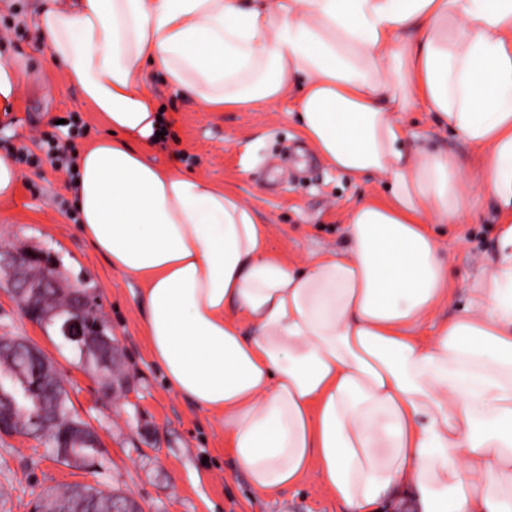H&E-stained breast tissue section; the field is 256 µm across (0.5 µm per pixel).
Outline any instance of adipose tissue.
Segmentation results:
<instances>
[{
	"label": "adipose tissue",
	"mask_w": 512,
	"mask_h": 512,
	"mask_svg": "<svg viewBox=\"0 0 512 512\" xmlns=\"http://www.w3.org/2000/svg\"><path fill=\"white\" fill-rule=\"evenodd\" d=\"M39 34L112 131L81 154L80 233L138 279L168 387L224 433L252 491L318 475L345 512L406 493L418 512H512V0H47ZM207 110L295 96L334 168L384 180L348 247L289 265L229 188L145 156L149 78ZM424 104L480 152L410 145L393 109ZM502 226L466 305L424 226L472 191Z\"/></svg>",
	"instance_id": "1"
}]
</instances>
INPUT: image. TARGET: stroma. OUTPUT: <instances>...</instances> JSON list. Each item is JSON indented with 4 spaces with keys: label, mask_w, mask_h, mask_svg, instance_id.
Returning <instances> with one entry per match:
<instances>
[{
    "label": "stroma",
    "mask_w": 512,
    "mask_h": 512,
    "mask_svg": "<svg viewBox=\"0 0 512 512\" xmlns=\"http://www.w3.org/2000/svg\"><path fill=\"white\" fill-rule=\"evenodd\" d=\"M42 0H0V63L21 71V86L9 113L0 112V155L53 131L57 120L76 114L87 125L78 138L85 150L110 129L62 68L53 64L36 26ZM156 101L169 124L166 143L153 144L147 158L157 165L234 188L269 225L273 248L296 264L320 251L343 249L348 211L382 191L378 177H350L330 166L303 140L291 119L294 100L249 110L208 111L154 74ZM395 120L408 140L457 155L471 169L476 151L442 130L417 107ZM13 197L0 201V254L51 253L66 288L91 296L111 336L122 385L83 370L78 352L60 345L57 328L41 329L21 309L11 283L0 273V336L35 345L54 366L74 413L100 436L90 466L57 462L32 439L0 434V512H31L44 490L84 483L121 490L143 512H343L317 475L281 493L255 495L237 468L224 434L213 420L174 394L153 361L141 327L140 283L112 270L85 241L79 227L56 205L65 177L37 175L20 166ZM430 233L449 260L456 290L440 312L464 304L467 290L498 253L495 207L489 196L453 224H433Z\"/></svg>",
    "instance_id": "35a3bbf8"
}]
</instances>
